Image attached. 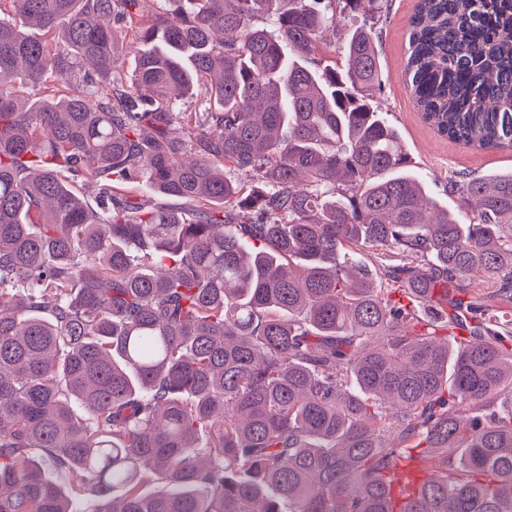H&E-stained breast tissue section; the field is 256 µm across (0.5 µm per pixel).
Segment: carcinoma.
I'll return each instance as SVG.
<instances>
[{"instance_id": "obj_1", "label": "carcinoma", "mask_w": 512, "mask_h": 512, "mask_svg": "<svg viewBox=\"0 0 512 512\" xmlns=\"http://www.w3.org/2000/svg\"><path fill=\"white\" fill-rule=\"evenodd\" d=\"M341 2L0 0V512H76L46 466L94 512H512V172L427 197L376 33L316 58ZM406 54L431 129L512 149V0H416Z\"/></svg>"}]
</instances>
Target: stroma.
<instances>
[{
  "label": "stroma",
  "mask_w": 512,
  "mask_h": 512,
  "mask_svg": "<svg viewBox=\"0 0 512 512\" xmlns=\"http://www.w3.org/2000/svg\"><path fill=\"white\" fill-rule=\"evenodd\" d=\"M415 0H386L378 16L357 14L349 17L348 27L324 32L323 39L336 50H343L349 26H373L378 37L382 85L371 104L398 129L409 155L410 165L426 186L429 197L450 212L468 219L472 210L461 194L448 189L449 178L483 177L512 171V150H476L439 136L428 128L409 94L404 81L407 21Z\"/></svg>",
  "instance_id": "35a3bbf8"
}]
</instances>
